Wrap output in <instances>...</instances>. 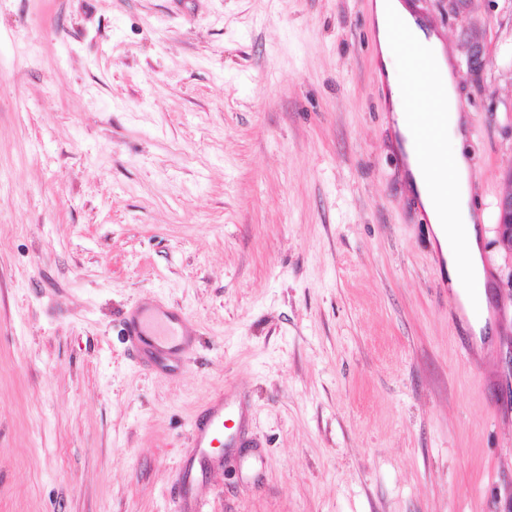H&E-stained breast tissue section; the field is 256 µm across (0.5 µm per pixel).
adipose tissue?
<instances>
[{"label":"adipose tissue","mask_w":512,"mask_h":512,"mask_svg":"<svg viewBox=\"0 0 512 512\" xmlns=\"http://www.w3.org/2000/svg\"><path fill=\"white\" fill-rule=\"evenodd\" d=\"M372 27L376 33L379 75L388 87V103L405 161L407 186L426 214L445 262L448 286L465 308L474 336L487 330L488 284L483 259V217L471 206L473 163L464 144L470 119L460 112L455 65L438 34L412 11L410 0H372ZM401 20L430 54L439 83L447 92L448 122L434 151L433 163H420L411 151L414 113L430 109L427 99L414 94L399 74L400 59L391 47V22Z\"/></svg>","instance_id":"ef3b65f1"}]
</instances>
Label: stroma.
Segmentation results:
<instances>
[{
	"instance_id": "obj_1",
	"label": "stroma",
	"mask_w": 512,
	"mask_h": 512,
	"mask_svg": "<svg viewBox=\"0 0 512 512\" xmlns=\"http://www.w3.org/2000/svg\"><path fill=\"white\" fill-rule=\"evenodd\" d=\"M458 68L492 328L401 177L370 0H0V512H512V0H420ZM480 48L481 62L469 55ZM178 312L167 366L126 324ZM502 178L505 189L497 204L496 244L512 255V168ZM228 421L232 419L224 418V399L221 398L210 408L204 422H195L194 448L189 456L181 459L178 472V480L184 489L191 484L197 465L209 467L212 464V449L225 447L227 439L232 435L226 436L224 432V429H232L227 425Z\"/></svg>"
}]
</instances>
